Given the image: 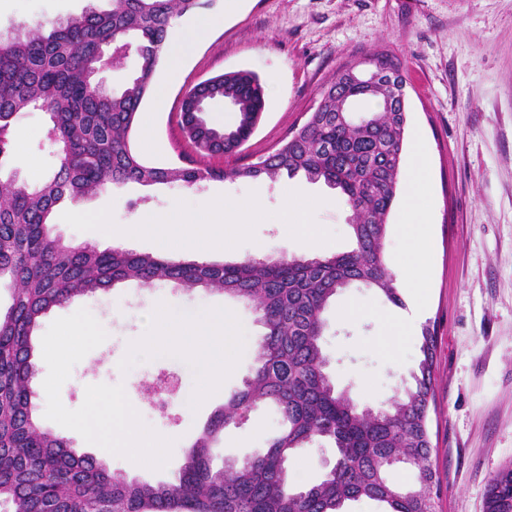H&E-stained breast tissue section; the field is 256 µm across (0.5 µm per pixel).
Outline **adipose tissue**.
<instances>
[{"label":"adipose tissue","mask_w":512,"mask_h":512,"mask_svg":"<svg viewBox=\"0 0 512 512\" xmlns=\"http://www.w3.org/2000/svg\"><path fill=\"white\" fill-rule=\"evenodd\" d=\"M427 195V166L423 154L419 153L405 173L404 215L412 226L419 227L428 221L429 210L424 204ZM260 209L261 203L256 199L209 198L202 200L193 212L176 206L164 215H146L139 224L120 228L102 225L100 233L116 245L150 236L161 253L185 251L202 256L230 247L232 235L244 233L250 218ZM153 322L156 336L178 342L197 358L200 366L197 399L206 398L223 383L233 366V355L226 344L234 326L232 315H225L217 324L208 316H181L160 305L154 311ZM86 420L113 428L119 446L132 456L134 462L156 463L166 453V440L136 430L128 411L122 406H113L108 413L91 410Z\"/></svg>","instance_id":"adipose-tissue-1"}]
</instances>
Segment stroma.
Returning <instances> with one entry per match:
<instances>
[{
  "label": "stroma",
  "mask_w": 512,
  "mask_h": 512,
  "mask_svg": "<svg viewBox=\"0 0 512 512\" xmlns=\"http://www.w3.org/2000/svg\"><path fill=\"white\" fill-rule=\"evenodd\" d=\"M86 4L0 0V28L63 19ZM207 13L219 17L220 25L195 45L178 72L159 68L154 84L165 95L148 93L142 105L152 115L156 143L144 154L148 161L173 163L180 154H192L175 115L184 94L209 77L249 70L266 92L265 112L241 158H207V165L223 168L276 148L316 109L322 87L341 66L375 52L399 63L407 84L402 164L410 166L419 143L430 168L431 216L423 232L432 250L424 320L436 333L429 421L440 484L435 512H483L489 479L512 464V0H241L229 14L223 0H216ZM47 131L39 112L15 124V153L26 159L20 170L28 180H41L54 163ZM287 192L315 199L303 217L312 236L284 216ZM208 197L262 204L246 232L234 237L231 250L217 253V260L314 256L353 247L352 211L344 197L301 176L216 179L197 189L129 182L79 206L58 208L53 221L64 240L104 250L109 243L99 237V225L137 224L144 213H163L175 203L192 211ZM77 208L90 211V218L75 220ZM160 304L179 314L228 311L237 323L228 339L235 366L223 387L205 403L175 402L163 413L155 408L157 377L177 376L192 395L199 369L190 353L156 340L151 319ZM345 308L355 309V317H342ZM402 312L373 290L355 286L340 293L326 313L322 349L328 371L337 388L361 404L387 405L417 363V337L388 327ZM78 313L96 322L99 333L65 362L39 356L37 377L53 384L52 396L39 407L43 424L113 472L149 481L170 478L214 410L251 373L263 333L255 313L220 292L126 281L53 309L42 322L38 345L63 340ZM116 401L131 412L136 427L167 439L162 462L136 467L122 448L104 447L100 431L83 425L91 408L105 410ZM277 429L274 410L257 406L243 425L225 429L214 466L264 452ZM334 458L327 444L313 442L291 467L293 484H312Z\"/></svg>",
  "instance_id": "stroma-1"
}]
</instances>
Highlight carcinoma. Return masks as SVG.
Returning a JSON list of instances; mask_svg holds the SVG:
<instances>
[{"instance_id": "obj_1", "label": "carcinoma", "mask_w": 512, "mask_h": 512, "mask_svg": "<svg viewBox=\"0 0 512 512\" xmlns=\"http://www.w3.org/2000/svg\"><path fill=\"white\" fill-rule=\"evenodd\" d=\"M205 0H112L63 20L0 31V504L12 512H346L368 499L385 512H434L438 486L428 429L433 391L435 331L421 329L420 359L383 409L361 406L339 391L328 373L321 337L323 314L340 292L361 285L403 304L388 267L387 217L398 196L406 112L388 108V81L354 86L339 71L321 91L316 110L270 153L233 168L160 166L142 160L131 143L135 116L163 59L176 22ZM130 36L139 50L125 88L99 87L94 70L113 62L106 48ZM230 100L238 121L224 134L195 110L198 94ZM377 100L355 121L343 101ZM265 88L248 70L210 78L183 101L176 123L201 156L233 155L251 138L265 110ZM30 112L49 117L55 165L39 183L20 177L12 132ZM303 175L340 190L351 207L355 247L315 257H247L239 262H197L139 254L119 247L72 245L54 233L52 215L113 185L177 184L195 188L214 179ZM135 280L170 281L218 291L254 309L264 334L255 367L243 387L216 409L171 480L148 481L112 472L43 426L35 341L43 319L72 298ZM279 414L267 450L213 467L220 433L248 420L260 404ZM314 440L336 449L321 479L295 488L290 462ZM409 465L411 485L389 479ZM484 512H512V466L488 482Z\"/></svg>"}]
</instances>
